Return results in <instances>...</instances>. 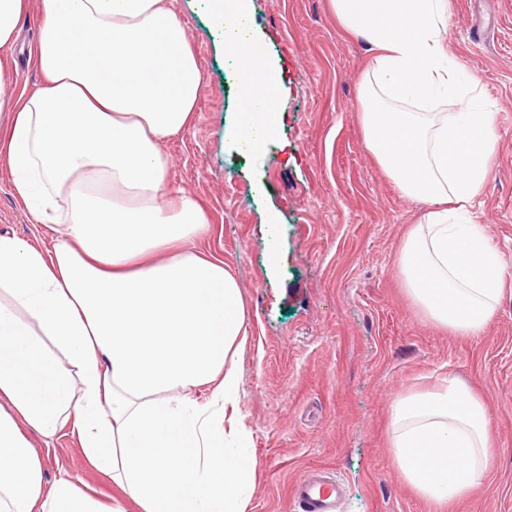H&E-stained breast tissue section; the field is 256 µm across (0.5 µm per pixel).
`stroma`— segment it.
<instances>
[{
	"mask_svg": "<svg viewBox=\"0 0 512 512\" xmlns=\"http://www.w3.org/2000/svg\"><path fill=\"white\" fill-rule=\"evenodd\" d=\"M450 2L449 60L479 79L476 106L493 112L498 139L473 212L503 259L507 291L476 338L433 326L404 292L397 253L425 206L402 195L364 146L368 47L344 31L329 0H251L250 21L288 86L278 141L259 162L229 135L237 78L207 0H166L202 71L193 121L162 144L169 180L210 218L189 250L223 259L248 312L237 357L256 464L247 512H290L292 486L313 470L341 483L337 512H437L400 478L388 427L398 394L449 374L484 399L495 455L482 484L446 512H512V0ZM29 4L17 42L0 49L14 95L45 83L31 58L40 0ZM66 231L35 223L0 158V235L49 249ZM32 443L46 482L70 478L107 504L120 496L69 430Z\"/></svg>",
	"mask_w": 512,
	"mask_h": 512,
	"instance_id": "obj_1",
	"label": "stroma"
}]
</instances>
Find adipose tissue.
<instances>
[{
  "instance_id": "obj_1",
  "label": "adipose tissue",
  "mask_w": 512,
  "mask_h": 512,
  "mask_svg": "<svg viewBox=\"0 0 512 512\" xmlns=\"http://www.w3.org/2000/svg\"><path fill=\"white\" fill-rule=\"evenodd\" d=\"M238 81V144L275 140L283 84L250 0H210ZM372 54L360 89L366 150L427 205L398 250L404 291L432 325L478 337L505 293L502 260L472 215L497 150L478 80L450 63L449 0H330ZM37 93L12 99L0 62V156L53 250L0 236V512H124L69 479L45 483L30 436L70 428L88 462L140 512H246L255 465L238 419L235 357L248 336L223 260L183 251L209 219L170 185L161 145L186 128L202 72L165 0H42ZM469 97L458 113L403 104ZM207 388L199 405L190 391ZM389 446L403 479L438 508L492 464L485 402L456 376L402 393Z\"/></svg>"
}]
</instances>
